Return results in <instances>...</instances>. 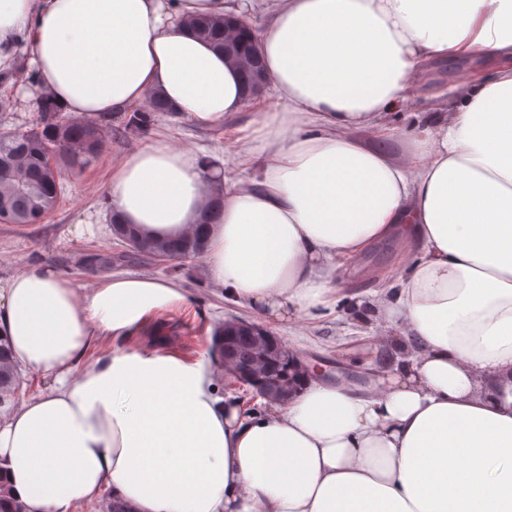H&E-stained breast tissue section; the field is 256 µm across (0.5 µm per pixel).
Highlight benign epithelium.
<instances>
[{
    "label": "benign epithelium",
    "instance_id": "1",
    "mask_svg": "<svg viewBox=\"0 0 512 512\" xmlns=\"http://www.w3.org/2000/svg\"><path fill=\"white\" fill-rule=\"evenodd\" d=\"M244 84L252 101L267 93L266 73L257 68L244 75ZM215 342L220 358L224 360V368L230 372L234 384L249 386L270 401H284L291 395L293 387L285 376L274 374L259 379L248 367L238 363L240 349L247 346L257 357L285 369L288 374L301 371V357L267 328L245 319L230 318L224 321V335L215 337Z\"/></svg>",
    "mask_w": 512,
    "mask_h": 512
}]
</instances>
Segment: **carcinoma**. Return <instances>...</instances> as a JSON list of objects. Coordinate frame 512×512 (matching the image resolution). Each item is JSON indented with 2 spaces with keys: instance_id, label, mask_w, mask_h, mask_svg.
Returning a JSON list of instances; mask_svg holds the SVG:
<instances>
[{
  "instance_id": "carcinoma-1",
  "label": "carcinoma",
  "mask_w": 512,
  "mask_h": 512,
  "mask_svg": "<svg viewBox=\"0 0 512 512\" xmlns=\"http://www.w3.org/2000/svg\"><path fill=\"white\" fill-rule=\"evenodd\" d=\"M191 33L212 43L219 50L238 41L245 52L232 53L229 59L242 72L247 67H261L263 60L257 43H246L243 34L225 33L224 19L209 16L193 17L187 22ZM171 108L160 97L153 99L150 109L126 115L125 130L145 133L155 124L160 112ZM40 119L26 130L0 132V216L8 223L27 225L35 213L44 216L53 212L63 193L64 172L83 169L99 160L101 148L112 127L103 118L64 117L56 102L41 96L38 102ZM109 224L116 239L136 242L128 251L150 259L160 253L200 259L207 248L204 232L198 230L176 240L152 239L126 224L118 214L109 212ZM22 378L8 342L0 336V416L9 413L6 405H14ZM0 512H31L18 500L7 482L0 480Z\"/></svg>"
}]
</instances>
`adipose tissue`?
<instances>
[{"label": "adipose tissue", "instance_id": "adipose-tissue-1", "mask_svg": "<svg viewBox=\"0 0 512 512\" xmlns=\"http://www.w3.org/2000/svg\"><path fill=\"white\" fill-rule=\"evenodd\" d=\"M194 15L264 26L275 103L239 139L237 171L164 139L130 149L105 187L112 210L177 237L222 184L205 274L282 321L326 304L375 243L412 245L374 304L407 356L366 390L304 374L287 401L247 411L204 366L127 349L154 313L191 306L178 282L112 273L81 293L33 263L0 284V336L54 384L0 424V477L32 512L107 488L132 512H512V0H0V72L20 40L70 114L159 94L219 125L247 101L223 53L184 28ZM448 60L475 66L447 86V111L393 124ZM398 138L399 162L382 148ZM103 341L111 355L85 362Z\"/></svg>", "mask_w": 512, "mask_h": 512}]
</instances>
